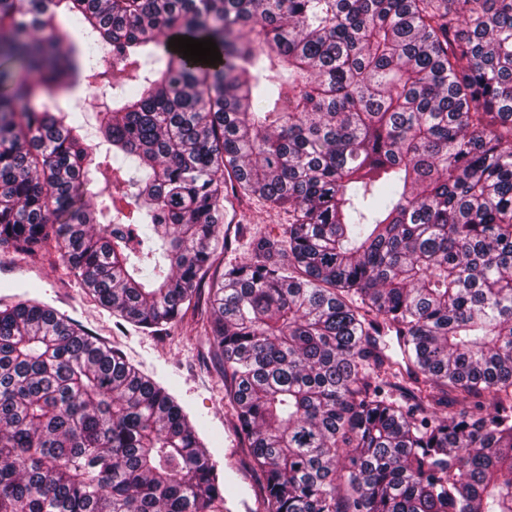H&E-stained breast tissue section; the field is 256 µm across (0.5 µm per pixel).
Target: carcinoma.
<instances>
[{"label":"carcinoma","mask_w":512,"mask_h":512,"mask_svg":"<svg viewBox=\"0 0 512 512\" xmlns=\"http://www.w3.org/2000/svg\"><path fill=\"white\" fill-rule=\"evenodd\" d=\"M89 41L127 71L95 154L83 113L34 105L103 91ZM242 197L288 228L201 328L265 512H512V0H0L1 248L54 234L157 334ZM224 509L165 389L34 299L0 309V512Z\"/></svg>","instance_id":"carcinoma-1"}]
</instances>
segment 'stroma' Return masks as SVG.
<instances>
[{"instance_id": "1", "label": "stroma", "mask_w": 512, "mask_h": 512, "mask_svg": "<svg viewBox=\"0 0 512 512\" xmlns=\"http://www.w3.org/2000/svg\"><path fill=\"white\" fill-rule=\"evenodd\" d=\"M236 224H221L232 244L201 282L202 291L219 287L224 266L248 257L252 238L282 235L286 213L270 209L262 200H244ZM244 234H237V224ZM16 301L37 299L61 312L97 341L120 349L141 373L168 389L192 420L203 425L202 438L224 476V496L231 512H264V476L235 434V417L224 389V377L211 343L198 324L199 314L188 311L183 321L159 334L119 325L111 312L73 275L55 241L33 253L0 251V296Z\"/></svg>"}]
</instances>
